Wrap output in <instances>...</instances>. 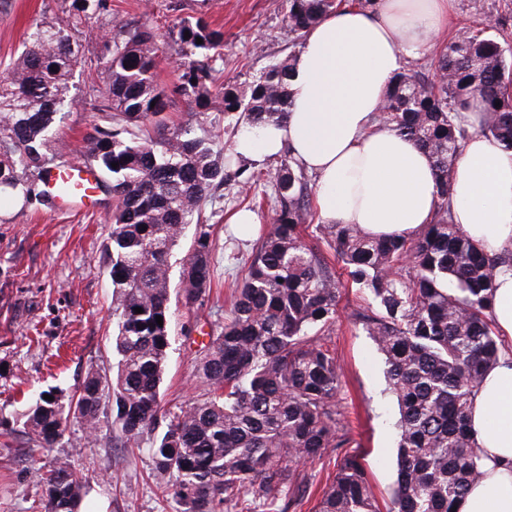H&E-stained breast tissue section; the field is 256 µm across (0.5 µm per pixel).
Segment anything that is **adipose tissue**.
I'll list each match as a JSON object with an SVG mask.
<instances>
[{
    "label": "adipose tissue",
    "instance_id": "adipose-tissue-1",
    "mask_svg": "<svg viewBox=\"0 0 512 512\" xmlns=\"http://www.w3.org/2000/svg\"><path fill=\"white\" fill-rule=\"evenodd\" d=\"M453 0H375L344 5L306 31L291 71L285 124L240 132L236 159L259 163L290 151L316 178L317 216L375 237L411 235L438 202L429 156L378 126L384 93L409 57L423 56L447 29ZM451 212L488 255L512 248V151L479 134L465 143L453 174ZM471 434L484 476L457 512H512V352L503 351L474 397Z\"/></svg>",
    "mask_w": 512,
    "mask_h": 512
}]
</instances>
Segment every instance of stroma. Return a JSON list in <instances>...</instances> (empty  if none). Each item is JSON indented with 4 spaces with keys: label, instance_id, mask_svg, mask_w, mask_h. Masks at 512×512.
<instances>
[{
    "label": "stroma",
    "instance_id": "obj_1",
    "mask_svg": "<svg viewBox=\"0 0 512 512\" xmlns=\"http://www.w3.org/2000/svg\"><path fill=\"white\" fill-rule=\"evenodd\" d=\"M65 0H0V72L21 53L32 25L65 20ZM459 24L482 28L499 22V38L512 45V0H453ZM284 0H106V9L82 29L80 43L93 58L102 36L125 22L147 23L168 31L177 19L205 17L224 33V63L217 86L241 83L288 52L291 36ZM96 71L76 73L79 104L58 126L65 152L78 156L92 134L96 103L87 98ZM276 160L254 164L261 178L249 189L229 179L208 195L203 213L217 239L214 282L204 305L178 309L171 325V346L161 384L167 410L179 411L198 392L194 376L199 350L218 334L231 293L250 260L254 240L234 237L230 216L256 209L263 224L275 215ZM112 198L70 209L52 204H23L0 199V422L13 421L37 391L60 387L72 392L90 368L112 366V286L105 246L112 230ZM358 290L343 284L331 346L343 372L340 397L351 450L363 453L372 490L386 502L397 474L395 400L385 391L384 358L372 338L355 325L361 305ZM341 454L328 451L303 467L307 491L290 512H314L323 489L333 479ZM70 460L90 475L83 496L86 508L103 504L105 512H172L161 498L160 479L151 472L147 450L108 448L72 426L43 465ZM120 483H113V475ZM40 492L38 475L20 452L19 441L0 436V512H32Z\"/></svg>",
    "mask_w": 512,
    "mask_h": 512
}]
</instances>
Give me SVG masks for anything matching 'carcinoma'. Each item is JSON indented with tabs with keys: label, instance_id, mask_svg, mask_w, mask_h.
<instances>
[{
	"label": "carcinoma",
	"instance_id": "carcinoma-1",
	"mask_svg": "<svg viewBox=\"0 0 512 512\" xmlns=\"http://www.w3.org/2000/svg\"><path fill=\"white\" fill-rule=\"evenodd\" d=\"M347 1L374 5L286 0L293 50L260 76L223 88L232 131L286 120L292 105L287 77L304 33ZM103 10L105 0H70L65 21L35 23L29 45L0 78V192L45 203V173L70 164L56 127L75 101L80 28ZM495 28L459 27L435 46L429 66L405 68L393 78L375 118L431 158L439 195L433 221L403 238L370 237L352 224L316 225L367 296L355 321L384 355L387 388L400 408L398 477L386 512H455L484 476L469 418L484 371L500 357L493 294L499 267L512 266V250L486 254L453 223L450 199L452 172L471 135L463 112H481L476 132L512 150V50ZM168 42L181 56L170 90L156 78L161 55L153 27L121 24L96 55L101 86L92 92L100 99V123L80 160L107 177L113 201L106 249L113 372L92 371L71 395L39 393L23 414L21 434L30 453L51 451L74 422L108 447L147 442L152 471L167 479L163 496H172L174 512H252L256 501L270 512H288L305 486L298 467L349 443L342 375L326 344L340 283L319 247L306 240L315 187L293 157L284 158L274 173L273 223L236 285L220 333L201 348L200 392L177 412L164 408L159 385L172 301L190 309L210 296L216 243L202 205L228 176V158L214 137L168 115L175 96L197 114L209 109L213 73L224 62V32L201 18H183ZM191 225L173 299L169 259ZM108 416L109 433L101 429ZM39 483L33 512H78L83 471L63 461L39 473ZM315 512H380L359 456H343Z\"/></svg>",
	"mask_w": 512,
	"mask_h": 512
}]
</instances>
